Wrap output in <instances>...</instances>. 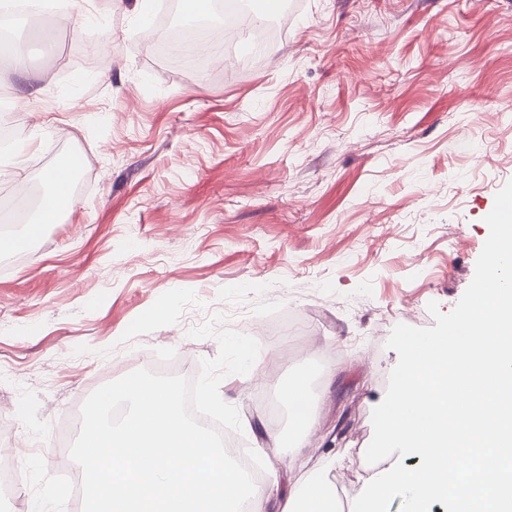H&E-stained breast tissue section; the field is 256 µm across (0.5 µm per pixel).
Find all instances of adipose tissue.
Instances as JSON below:
<instances>
[{
  "instance_id": "obj_1",
  "label": "adipose tissue",
  "mask_w": 512,
  "mask_h": 512,
  "mask_svg": "<svg viewBox=\"0 0 512 512\" xmlns=\"http://www.w3.org/2000/svg\"><path fill=\"white\" fill-rule=\"evenodd\" d=\"M67 166L59 159L49 173V190L24 223V236L57 222L59 202L70 198ZM79 453L88 463L86 512H238L244 494L249 512H268V496L244 491L223 449L185 421L170 383L144 377L113 382L88 414ZM280 500L279 512H336L333 490L314 474Z\"/></svg>"
}]
</instances>
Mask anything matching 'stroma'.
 <instances>
[{"instance_id": "35a3bbf8", "label": "stroma", "mask_w": 512, "mask_h": 512, "mask_svg": "<svg viewBox=\"0 0 512 512\" xmlns=\"http://www.w3.org/2000/svg\"><path fill=\"white\" fill-rule=\"evenodd\" d=\"M46 2L53 53L0 63V200L84 164L60 222L0 255V408L31 471L0 512L79 468L67 419L151 355L210 392L266 493L312 473L353 502L390 331L453 309L512 180V0H288L275 62L242 46L200 72L156 60L131 0ZM305 365L320 403L290 473L268 407Z\"/></svg>"}]
</instances>
